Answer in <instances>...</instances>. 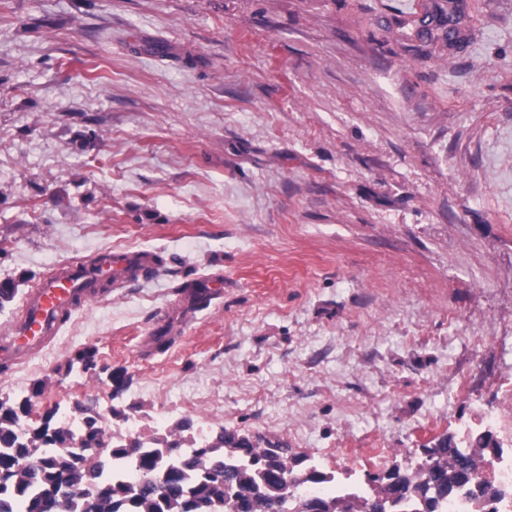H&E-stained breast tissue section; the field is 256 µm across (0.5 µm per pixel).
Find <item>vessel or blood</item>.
I'll list each match as a JSON object with an SVG mask.
<instances>
[{
    "label": "vessel or blood",
    "mask_w": 512,
    "mask_h": 512,
    "mask_svg": "<svg viewBox=\"0 0 512 512\" xmlns=\"http://www.w3.org/2000/svg\"><path fill=\"white\" fill-rule=\"evenodd\" d=\"M154 268V255L143 250H106L94 263L54 266L25 296L14 320L0 329V364L12 366L36 354L57 336L64 317L104 300L106 288L148 278Z\"/></svg>",
    "instance_id": "obj_1"
}]
</instances>
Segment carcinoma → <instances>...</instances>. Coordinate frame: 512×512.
<instances>
[{"mask_svg": "<svg viewBox=\"0 0 512 512\" xmlns=\"http://www.w3.org/2000/svg\"><path fill=\"white\" fill-rule=\"evenodd\" d=\"M461 0H448V10L419 20L418 37L431 38L434 24L448 28V45L461 44ZM98 369L91 349L77 351L67 371ZM113 417L126 416L122 395L126 372H109ZM30 399L0 398V512H277L288 498L294 512H355L353 500L363 498L376 512H437L442 501L478 486L477 503H494L503 493L478 480L488 455L502 448L483 431L460 447L449 440L424 449L414 482L411 470L393 468L368 477L367 486H351L335 495L298 491L301 484L336 482L310 459L288 466V449L260 448L244 435L221 430L203 440L192 435L193 423L182 419L150 434L151 445L114 440L101 447L98 418L74 410L83 425L75 427L47 412L41 423H25Z\"/></svg>", "mask_w": 512, "mask_h": 512, "instance_id": "obj_1", "label": "carcinoma"}]
</instances>
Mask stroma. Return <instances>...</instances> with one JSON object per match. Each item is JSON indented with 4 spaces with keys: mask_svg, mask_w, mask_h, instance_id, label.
Masks as SVG:
<instances>
[{
    "mask_svg": "<svg viewBox=\"0 0 512 512\" xmlns=\"http://www.w3.org/2000/svg\"><path fill=\"white\" fill-rule=\"evenodd\" d=\"M464 2L451 49L395 34L447 0H0V329L61 261L160 256L0 397L105 408L122 368L358 480L512 436V0Z\"/></svg>",
    "mask_w": 512,
    "mask_h": 512,
    "instance_id": "35a3bbf8",
    "label": "stroma"
}]
</instances>
